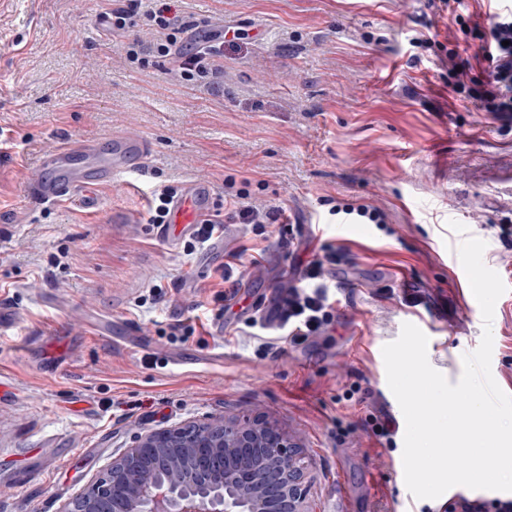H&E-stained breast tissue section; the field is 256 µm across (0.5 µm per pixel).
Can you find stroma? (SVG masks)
<instances>
[{
    "mask_svg": "<svg viewBox=\"0 0 512 512\" xmlns=\"http://www.w3.org/2000/svg\"><path fill=\"white\" fill-rule=\"evenodd\" d=\"M185 41L225 26L223 73L184 86L171 58H126L146 26L114 33L99 16L123 0H8L0 6V512H62L140 437L187 422L260 418L295 437L313 512H447L404 482L405 420L382 348L403 324L428 338L450 383L480 344L483 319L450 245L486 243L507 287L495 305L491 370L512 395V131L461 102L435 49L410 37L458 36L426 0H168ZM132 132L139 171L95 186V206L39 204L28 185L62 143ZM250 179V202L282 209L299 249L336 248V322L323 336L260 356L239 329L210 321L213 271L245 246L235 312L271 299L293 260L279 232L231 229L223 251L168 247L149 224L152 190ZM370 205L385 223L354 235L330 205ZM166 300L137 307L150 285ZM105 323L93 338L86 320ZM191 320L172 342L158 328ZM137 327L147 349L128 347ZM366 399H346L352 384ZM395 445L365 429L373 408ZM355 425L336 442L337 423ZM369 423L377 441L388 448L393 447L396 434L394 420L383 409H376L369 415Z\"/></svg>",
    "mask_w": 512,
    "mask_h": 512,
    "instance_id": "obj_1",
    "label": "stroma"
}]
</instances>
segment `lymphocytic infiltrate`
<instances>
[{"mask_svg": "<svg viewBox=\"0 0 512 512\" xmlns=\"http://www.w3.org/2000/svg\"><path fill=\"white\" fill-rule=\"evenodd\" d=\"M460 0H441L438 12L453 17L466 38L477 41L478 51L474 62L483 63L481 72H474L473 62L464 61L459 48L440 45V61L448 67V85L460 99L470 102L477 110L512 120V6L503 0H493L488 6L486 24L472 23L459 14ZM142 18L152 37L148 42L130 43L126 52L128 61L140 68H148L151 59L178 57L177 76L186 83L197 81L219 73L218 58L226 37L241 39L242 30L233 32L213 31L207 33L206 50L186 51L182 48L184 29L169 15L166 0H149L146 7L131 4L104 13L103 19L119 32L133 25L135 18ZM230 194L225 195L227 211H213L198 225L195 233L186 242V252L211 245L223 237L228 224H249L254 231L265 232L268 225L278 223L282 212L276 207H256L247 204L248 194L235 190L234 179H227ZM241 251L229 252L223 266L214 272L220 286L214 301L217 305L213 320L223 321L241 287L237 268ZM338 256L335 249L326 247L321 253L305 263H297L285 291L278 294L265 317L245 319V328L251 330L254 339L264 353H271L276 340L286 339L298 344L309 338L322 335L333 323L335 308L331 299L328 275Z\"/></svg>", "mask_w": 512, "mask_h": 512, "instance_id": "lymphocytic-infiltrate-1", "label": "lymphocytic infiltrate"}]
</instances>
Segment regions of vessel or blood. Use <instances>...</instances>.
<instances>
[{
	"label": "vessel or blood",
	"instance_id": "obj_1",
	"mask_svg": "<svg viewBox=\"0 0 512 512\" xmlns=\"http://www.w3.org/2000/svg\"><path fill=\"white\" fill-rule=\"evenodd\" d=\"M146 149V143L134 135L113 136L105 147L95 142L61 147L44 157L43 173L30 183L29 195L34 201L50 203L84 196L93 186L130 171L131 154L142 156ZM210 195L207 182L183 186L173 201L168 223L158 230L159 238L174 246L192 236L211 211Z\"/></svg>",
	"mask_w": 512,
	"mask_h": 512
}]
</instances>
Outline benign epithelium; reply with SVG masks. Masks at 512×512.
Wrapping results in <instances>:
<instances>
[{"label":"benign epithelium","instance_id":"1","mask_svg":"<svg viewBox=\"0 0 512 512\" xmlns=\"http://www.w3.org/2000/svg\"><path fill=\"white\" fill-rule=\"evenodd\" d=\"M186 445L198 464L188 475L158 477L145 461L184 427L139 438L112 458L107 473L64 512H310L304 507L303 456L288 434L249 419L192 426ZM210 495L203 503L201 494Z\"/></svg>","mask_w":512,"mask_h":512}]
</instances>
